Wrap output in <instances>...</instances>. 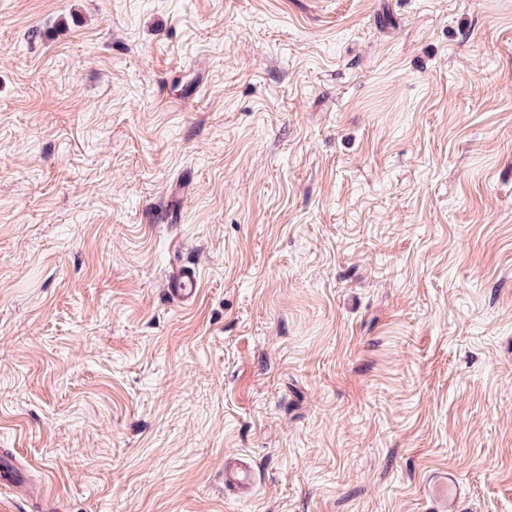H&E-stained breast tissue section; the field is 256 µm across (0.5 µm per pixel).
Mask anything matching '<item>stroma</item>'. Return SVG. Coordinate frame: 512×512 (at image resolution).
Returning <instances> with one entry per match:
<instances>
[{"instance_id": "1", "label": "stroma", "mask_w": 512, "mask_h": 512, "mask_svg": "<svg viewBox=\"0 0 512 512\" xmlns=\"http://www.w3.org/2000/svg\"><path fill=\"white\" fill-rule=\"evenodd\" d=\"M0 450L58 512H512V0H0ZM162 291L167 299L181 308L193 306L201 291L198 269L193 264H177L164 275ZM255 480L253 466L244 459L226 457L224 460V494L231 498H245Z\"/></svg>"}]
</instances>
